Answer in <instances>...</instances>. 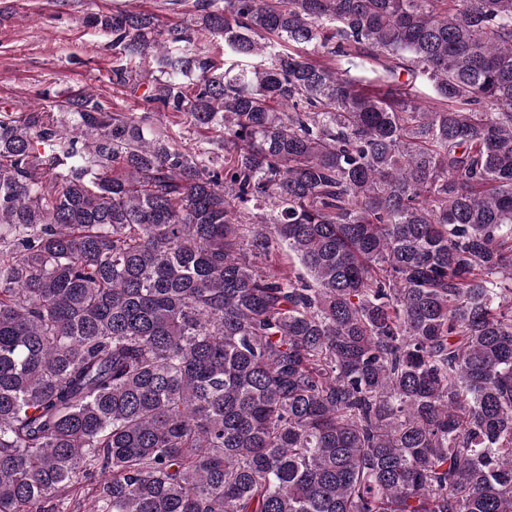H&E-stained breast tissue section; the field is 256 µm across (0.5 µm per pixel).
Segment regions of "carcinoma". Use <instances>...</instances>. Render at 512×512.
<instances>
[{"label": "carcinoma", "mask_w": 512, "mask_h": 512, "mask_svg": "<svg viewBox=\"0 0 512 512\" xmlns=\"http://www.w3.org/2000/svg\"><path fill=\"white\" fill-rule=\"evenodd\" d=\"M88 25L222 152L0 111V512H512V0Z\"/></svg>", "instance_id": "carcinoma-1"}]
</instances>
